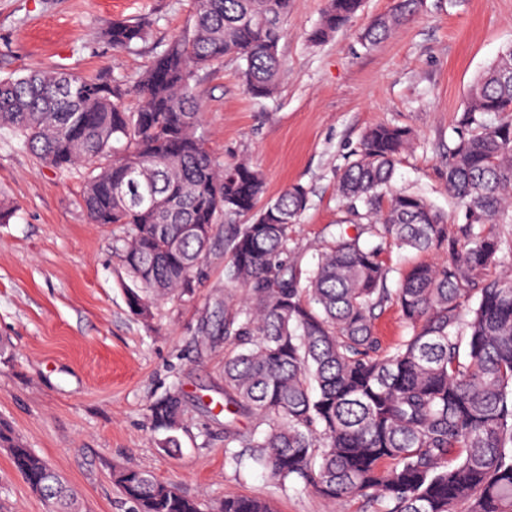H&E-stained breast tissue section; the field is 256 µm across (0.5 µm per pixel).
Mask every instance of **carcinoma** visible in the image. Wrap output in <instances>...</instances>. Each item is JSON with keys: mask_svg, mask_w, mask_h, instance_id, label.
<instances>
[{"mask_svg": "<svg viewBox=\"0 0 512 512\" xmlns=\"http://www.w3.org/2000/svg\"><path fill=\"white\" fill-rule=\"evenodd\" d=\"M292 0H192L189 26L138 77L30 70L0 78V131L49 167L89 169L83 206L92 224H127L121 257L127 304L147 318L154 301L191 297L224 224L227 282L243 298L212 322L235 350L224 356V448H255L254 462L281 485L332 502L364 497L379 512H512V273L492 275L512 240V47L470 85L464 132L448 150L446 185L462 211L448 216L392 180L412 134L374 126L339 176L349 223L385 242L445 262H420L388 287L380 249L342 230L308 274L290 247L308 204L300 185L262 202L264 177L249 161L226 164L201 127L197 73L234 56L254 98L284 76L278 52ZM421 0H393L363 38L375 44L415 18ZM362 7L326 0L310 42L322 43ZM150 22L114 20L115 55L146 40ZM139 98L136 110L126 106ZM494 117L488 122V117ZM252 216L239 224L241 216ZM398 305L408 335L382 347L376 311ZM163 447H180L183 401L149 406ZM241 415L258 419L236 429ZM267 429H260L261 425ZM0 448L51 512H78L74 490L0 422ZM132 512H273L259 498L229 496L210 508L136 467L112 471Z\"/></svg>", "mask_w": 512, "mask_h": 512, "instance_id": "cac0c4a2", "label": "carcinoma"}]
</instances>
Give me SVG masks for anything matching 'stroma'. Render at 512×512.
I'll return each mask as SVG.
<instances>
[{"label": "stroma", "mask_w": 512, "mask_h": 512, "mask_svg": "<svg viewBox=\"0 0 512 512\" xmlns=\"http://www.w3.org/2000/svg\"><path fill=\"white\" fill-rule=\"evenodd\" d=\"M325 0H294L279 43L285 75L276 93L252 98L235 57L200 71L202 130L232 163L265 175V199L289 186L308 191L292 246L313 270L345 210L338 174L355 158L366 128L405 126L414 143L396 165L394 185L426 196L448 218L457 206L445 187L446 155L461 130L468 89L512 46V0H424L421 13L383 42L363 31L393 0H363L330 40L309 31ZM191 0H0V78L29 69L137 76L184 30ZM148 18L147 41L113 55L103 36L113 20ZM86 171L47 168L0 131V201L14 213L0 224V421L59 470L82 512H131L112 470L131 465L212 506L230 495L270 502L274 512H377L357 498L336 505L313 490L281 486L244 449L225 459L223 337L206 334V315L223 307L224 239L207 255L193 297L155 301L133 314L131 281L118 247L122 224L89 223L82 205ZM179 393L180 449L162 448L148 407ZM48 505L0 449V512H48Z\"/></svg>", "instance_id": "35a3bbf8"}]
</instances>
